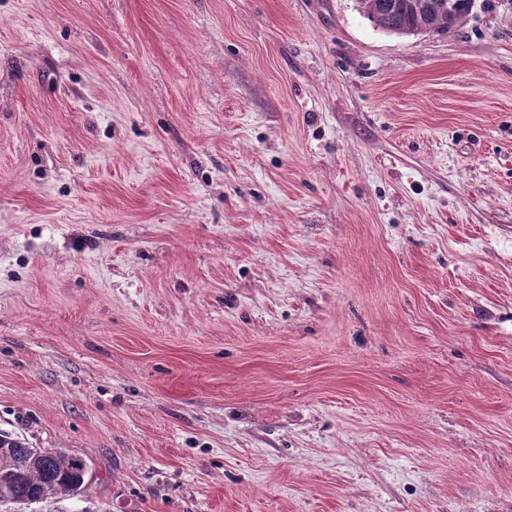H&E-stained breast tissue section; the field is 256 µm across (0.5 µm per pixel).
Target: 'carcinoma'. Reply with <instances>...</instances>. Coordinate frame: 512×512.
Here are the masks:
<instances>
[{"mask_svg":"<svg viewBox=\"0 0 512 512\" xmlns=\"http://www.w3.org/2000/svg\"><path fill=\"white\" fill-rule=\"evenodd\" d=\"M357 3L370 22L392 35L444 36L466 24L473 0H357ZM88 469L87 462L79 456L50 448H32L25 440L0 431V505L74 496L83 488Z\"/></svg>","mask_w":512,"mask_h":512,"instance_id":"cac0c4a2","label":"carcinoma"}]
</instances>
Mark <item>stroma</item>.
<instances>
[{"label": "stroma", "instance_id": "35a3bbf8", "mask_svg": "<svg viewBox=\"0 0 512 512\" xmlns=\"http://www.w3.org/2000/svg\"><path fill=\"white\" fill-rule=\"evenodd\" d=\"M0 512H512V0H0ZM357 0L359 10L375 26L397 36H444L462 28L473 0ZM30 447L25 439L0 431V505L78 494L89 469L83 458Z\"/></svg>", "mask_w": 512, "mask_h": 512}]
</instances>
